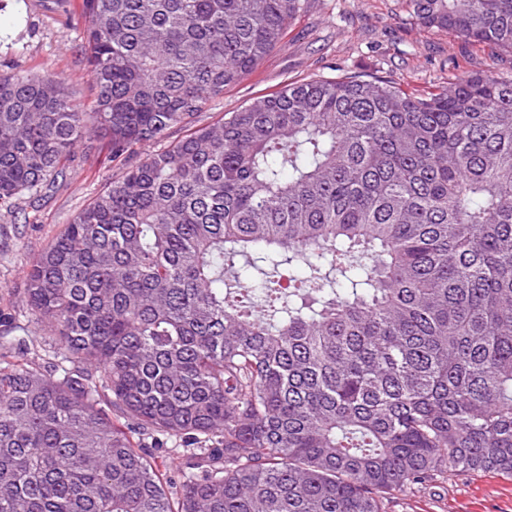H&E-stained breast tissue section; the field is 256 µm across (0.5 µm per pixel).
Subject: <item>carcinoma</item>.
I'll return each instance as SVG.
<instances>
[{"label": "carcinoma", "mask_w": 512, "mask_h": 512, "mask_svg": "<svg viewBox=\"0 0 512 512\" xmlns=\"http://www.w3.org/2000/svg\"><path fill=\"white\" fill-rule=\"evenodd\" d=\"M404 2L512 53V0ZM307 8L81 0L90 106L0 73L5 207L87 139L186 130L27 273L61 363L0 359V512H383L448 469L512 478V78L347 72L191 125Z\"/></svg>", "instance_id": "obj_1"}]
</instances>
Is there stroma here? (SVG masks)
Instances as JSON below:
<instances>
[{
	"label": "stroma",
	"mask_w": 512,
	"mask_h": 512,
	"mask_svg": "<svg viewBox=\"0 0 512 512\" xmlns=\"http://www.w3.org/2000/svg\"><path fill=\"white\" fill-rule=\"evenodd\" d=\"M81 0H0V73L51 74L71 95L90 102L93 87L81 52ZM493 71L512 77V54L474 45L465 37L410 23L402 0H309L292 22L283 45L240 84L226 87L196 117L211 124L251 98L315 75L373 73L414 89L458 82L465 74ZM179 129L140 147L130 157H113L107 143L77 147L63 178L37 199L17 200L0 210V353L49 368L53 345L35 330L24 288L38 255L73 217L147 154L178 140ZM385 512H512V479L491 473L442 474L414 493L386 498Z\"/></svg>",
	"instance_id": "stroma-1"
}]
</instances>
